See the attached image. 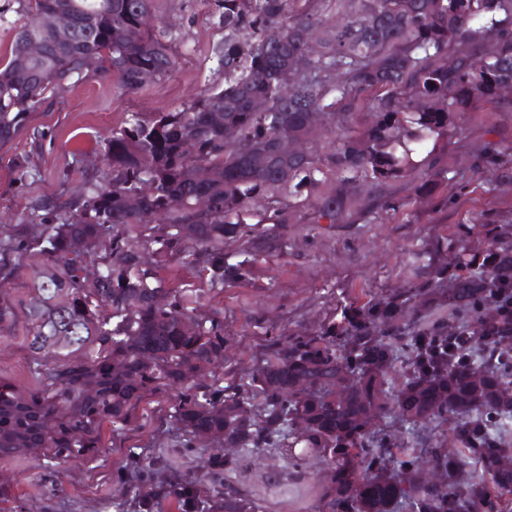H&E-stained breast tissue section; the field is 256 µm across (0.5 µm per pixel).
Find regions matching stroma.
<instances>
[{"label": "stroma", "instance_id": "stroma-1", "mask_svg": "<svg viewBox=\"0 0 512 512\" xmlns=\"http://www.w3.org/2000/svg\"><path fill=\"white\" fill-rule=\"evenodd\" d=\"M153 6L162 38L178 58L176 69L136 92L93 81L72 85L34 113L29 134L0 151V238L15 224L41 233L40 224L27 221L33 200L65 201L85 193L89 183L109 180L102 139L132 113L180 111L200 90L222 81L214 52L224 32L214 24L208 0H153ZM449 133L440 159L448 183L416 205L358 215L328 232L308 225L307 207H290L286 195L254 200L251 207L259 214L288 208V249L258 260L245 283L214 289L200 268L161 262L145 252L146 264L168 287L198 296V315L223 312L226 349L215 374L225 387L238 390L248 381L271 350L270 332L315 329L342 300L364 301L404 287L417 266L415 252L437 234L458 237L465 224L475 236L490 219L512 217V180L471 166L486 143L512 144V106L487 103L478 112L452 115ZM20 160L27 167L23 176L15 167ZM44 264L41 256L28 257L0 284V306L12 311L10 324L0 328V380L21 388L40 382L42 367L27 346V333ZM172 414L167 398L146 399L135 425L118 430L104 424L102 451L89 462L58 465L37 453L0 460V512H115L114 503L132 495L130 461L137 455H161L170 470L204 475L215 444L178 447ZM326 470L319 456H305L294 467L268 448L242 452L238 468L224 480L251 498L257 512H323Z\"/></svg>", "mask_w": 512, "mask_h": 512}]
</instances>
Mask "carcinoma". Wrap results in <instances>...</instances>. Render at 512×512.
I'll return each mask as SVG.
<instances>
[{"instance_id": "1", "label": "carcinoma", "mask_w": 512, "mask_h": 512, "mask_svg": "<svg viewBox=\"0 0 512 512\" xmlns=\"http://www.w3.org/2000/svg\"><path fill=\"white\" fill-rule=\"evenodd\" d=\"M30 16L12 24L0 56V148L29 132L33 112L68 85L109 81L125 91L160 80L176 66L156 34L152 0H16ZM299 0H213L224 28L215 51L224 80L179 112L134 113L102 140L112 178L61 204L36 202L0 243V280L31 255L46 260L42 302L27 337L35 354L91 348L83 360L61 359L40 386L0 381V460L33 450L56 463L93 459L106 423L127 427L148 396L174 398L178 446L216 439L225 448H280L297 465L302 453L328 462L325 512H503L512 496V454L490 432L512 416V223L486 224L484 239L441 237L422 251L406 288L340 305L310 334L273 341L271 359L247 388L227 393L201 383L224 363V314H194L193 300L162 287L143 250L200 263L213 289L245 281L262 255L287 248L288 210L248 223L252 201L286 190L310 198L309 223L333 228L362 209L410 201L375 192L420 175L429 191L445 178L437 156L448 145V117L470 112L512 87V0H359L336 26L308 76L291 80V59L312 53L321 19ZM74 17L68 40L40 20ZM44 53L20 67L26 44ZM97 57L98 68L80 69ZM262 99L267 110L256 112ZM337 121L341 137L322 161L292 156L277 141L300 140L310 115ZM239 133L224 142V128ZM505 148L486 146L479 168H494ZM150 190L142 191V184ZM247 239L230 255L224 243ZM455 250V264L439 255ZM404 381L390 387L397 351ZM414 426L453 421L451 436L421 438L397 451L378 422ZM439 479L423 478V463ZM481 475L466 474L470 464ZM139 512L169 499L179 512H256L224 473L239 458L208 459V477L173 473L161 486L156 462L134 459Z\"/></svg>"}]
</instances>
